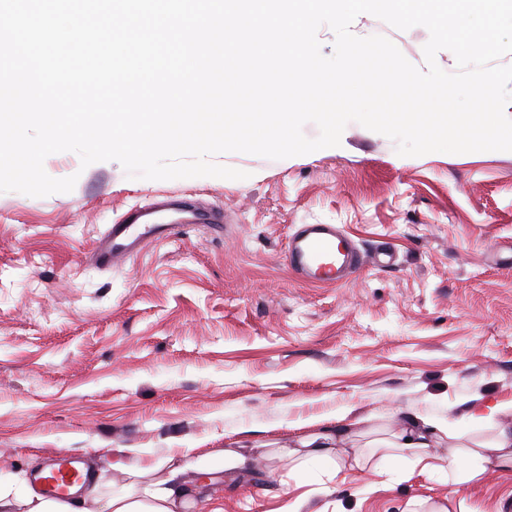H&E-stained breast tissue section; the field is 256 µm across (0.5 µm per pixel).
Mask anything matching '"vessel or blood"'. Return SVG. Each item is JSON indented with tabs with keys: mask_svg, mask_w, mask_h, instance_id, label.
I'll use <instances>...</instances> for the list:
<instances>
[{
	"mask_svg": "<svg viewBox=\"0 0 512 512\" xmlns=\"http://www.w3.org/2000/svg\"><path fill=\"white\" fill-rule=\"evenodd\" d=\"M219 212L186 199L161 201L147 208L126 212L99 238L92 261L109 268L116 262L138 255L150 242L167 241L194 224H222ZM288 260L303 279L310 283L338 285L347 273L367 262L382 264L381 256L367 258L343 238L332 224H307L288 242ZM83 473L72 457L55 459L48 470L35 477L45 494L55 497L66 493L82 480Z\"/></svg>",
	"mask_w": 512,
	"mask_h": 512,
	"instance_id": "vessel-or-blood-1",
	"label": "vessel or blood"
}]
</instances>
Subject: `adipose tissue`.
I'll use <instances>...</instances> for the list:
<instances>
[{
  "label": "adipose tissue",
  "mask_w": 512,
  "mask_h": 512,
  "mask_svg": "<svg viewBox=\"0 0 512 512\" xmlns=\"http://www.w3.org/2000/svg\"><path fill=\"white\" fill-rule=\"evenodd\" d=\"M492 418L493 435L486 441L472 440L475 425ZM350 425L320 428L298 438L296 446L278 449L295 474L320 467L328 476L343 468H360L368 454L351 444ZM374 451L394 463L432 458L435 470L446 473L456 486L481 485L492 474L512 477V402L490 406L488 414L475 411L449 413L447 419L421 416L404 418L389 437L373 441ZM122 449L112 451L111 468L116 477L104 483L94 475L78 497L56 500L35 489L18 490L16 481L0 470V512H192L198 507V479L211 474L251 470L255 456L244 448H226L206 458L183 462L168 457L132 470L122 460Z\"/></svg>",
  "instance_id": "adipose-tissue-1"
}]
</instances>
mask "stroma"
I'll list each match as a JSON object with an SVG mask.
<instances>
[{
  "instance_id": "stroma-1",
  "label": "stroma",
  "mask_w": 512,
  "mask_h": 512,
  "mask_svg": "<svg viewBox=\"0 0 512 512\" xmlns=\"http://www.w3.org/2000/svg\"><path fill=\"white\" fill-rule=\"evenodd\" d=\"M352 32L381 35L426 69L425 27L373 15ZM339 149L280 160L230 152L214 163L243 180L127 178L119 162L44 161L74 189L0 193V466L27 483L49 458L105 468L112 451L198 457L240 444L255 472L202 492L223 512H281L300 489L316 512H404L448 494L445 473L388 461L328 480L289 475L270 450L315 420L449 412L512 402V152L397 153L349 123ZM167 196L224 213L178 240L104 269L89 252L109 224ZM337 225L360 251L389 248L339 286L305 283L288 239ZM480 512H512V480L463 491Z\"/></svg>"
}]
</instances>
